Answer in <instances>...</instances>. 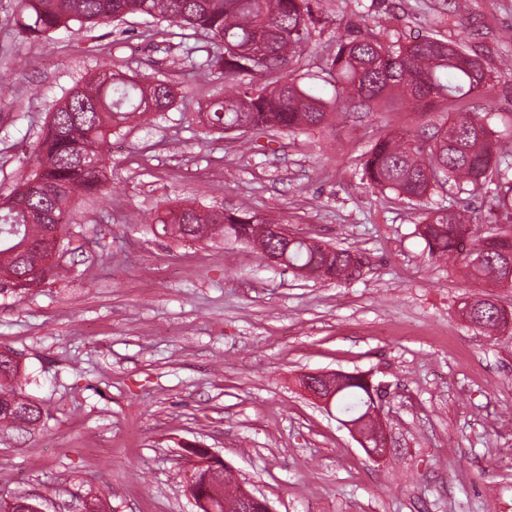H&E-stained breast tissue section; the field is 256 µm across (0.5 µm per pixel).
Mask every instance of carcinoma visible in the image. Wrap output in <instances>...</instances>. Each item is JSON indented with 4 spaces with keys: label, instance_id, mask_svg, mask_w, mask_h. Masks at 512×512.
<instances>
[{
    "label": "carcinoma",
    "instance_id": "cac0c4a2",
    "mask_svg": "<svg viewBox=\"0 0 512 512\" xmlns=\"http://www.w3.org/2000/svg\"><path fill=\"white\" fill-rule=\"evenodd\" d=\"M25 28L47 33L74 22L95 27L144 15L201 31L220 53L197 66L236 85L208 106L210 127L224 131L316 128L328 122L337 105L312 95L289 65L305 49L316 18L312 0H17ZM456 44L437 37L405 45H386L371 34H358L340 44L329 67L336 79V100L354 108H370L377 100L437 102L456 108L448 122L427 138L390 133L366 155L362 172L373 186L409 199L436 188L477 191L495 185L493 200L512 209V179L502 174L503 151L481 113L467 106L468 97L488 84L481 65L456 62ZM177 92L163 80L135 79L108 64L78 82L60 102L42 133L37 166L17 189L0 202V290L34 287L29 273L42 266L39 283L59 275V263L44 264L57 240H67L62 219L81 196H107L104 146L112 131L174 105ZM150 231L184 241L213 236L259 247L266 255L284 257V266L300 274H322L326 280L348 281L362 263L358 253L328 244L288 239L271 224L247 212L201 210L180 205L156 214ZM430 254L462 259L468 275L498 287L512 284V230L475 234L462 211L426 217L420 225ZM473 246L465 254L459 246ZM462 316L493 334L505 327V311L488 299L466 301ZM20 367L0 352V425L25 427L38 422L42 409L22 396ZM369 393L359 376H344L336 389V409L348 419L366 416Z\"/></svg>",
    "mask_w": 512,
    "mask_h": 512
}]
</instances>
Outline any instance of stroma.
Instances as JSON below:
<instances>
[{
    "instance_id": "35a3bbf8",
    "label": "stroma",
    "mask_w": 512,
    "mask_h": 512,
    "mask_svg": "<svg viewBox=\"0 0 512 512\" xmlns=\"http://www.w3.org/2000/svg\"><path fill=\"white\" fill-rule=\"evenodd\" d=\"M319 23L291 68L325 101L339 40L432 35L465 42L491 76L470 104L512 154V0H319ZM201 32L148 16L34 35L0 0V196L35 166L53 108L102 62L155 76L173 107L112 135L109 194L79 200L65 274L0 292V351L21 364L43 410L0 428V502L46 499L47 512H195L188 451L208 448L235 482L276 512H504L512 505V332L466 322L464 301L512 311V288L472 280L432 257L418 224L467 211L479 235L512 224L492 190L438 189L417 201L373 187L366 153L393 130L433 132L446 108L377 104L322 127L227 134L208 126L224 78L191 70ZM248 212L364 258L347 282L271 265L251 245L153 235L174 201ZM365 372L387 387L381 420L393 448L371 458L337 410L301 387L309 372Z\"/></svg>"
}]
</instances>
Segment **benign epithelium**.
<instances>
[{
    "mask_svg": "<svg viewBox=\"0 0 512 512\" xmlns=\"http://www.w3.org/2000/svg\"><path fill=\"white\" fill-rule=\"evenodd\" d=\"M336 376L335 372L316 375V379L323 381L321 385L307 374L302 380L314 398L328 405L336 396ZM345 426L372 458H384L390 452V437L379 422L378 404H372L367 417L356 422L347 421ZM189 453L193 458L190 492L197 512H274L266 498L255 495L242 484L236 487L232 496L225 495L223 483L227 465L222 457L208 448H191ZM31 509L45 512L40 497L21 495L8 502L10 512H29Z\"/></svg>",
    "mask_w": 512,
    "mask_h": 512,
    "instance_id": "1",
    "label": "benign epithelium"
}]
</instances>
